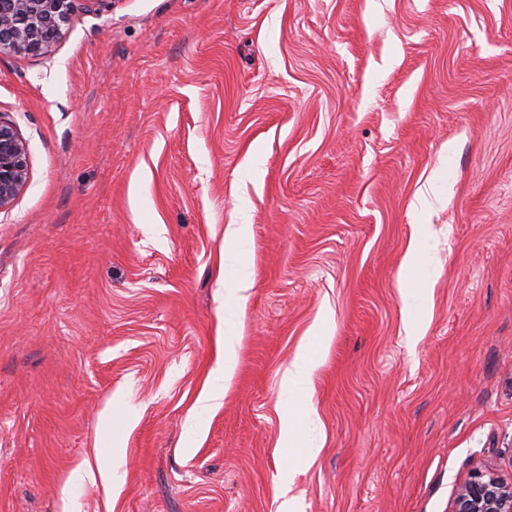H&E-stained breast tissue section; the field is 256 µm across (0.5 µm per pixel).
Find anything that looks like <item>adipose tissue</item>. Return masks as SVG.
Masks as SVG:
<instances>
[{
  "label": "adipose tissue",
  "instance_id": "obj_1",
  "mask_svg": "<svg viewBox=\"0 0 512 512\" xmlns=\"http://www.w3.org/2000/svg\"><path fill=\"white\" fill-rule=\"evenodd\" d=\"M318 364V354L313 346H304L295 362L283 376L281 398L283 401L281 446L288 459H296L302 448V432L310 417V410L302 402L313 370Z\"/></svg>",
  "mask_w": 512,
  "mask_h": 512
}]
</instances>
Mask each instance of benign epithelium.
I'll list each match as a JSON object with an SVG mask.
<instances>
[{
    "label": "benign epithelium",
    "mask_w": 512,
    "mask_h": 512,
    "mask_svg": "<svg viewBox=\"0 0 512 512\" xmlns=\"http://www.w3.org/2000/svg\"><path fill=\"white\" fill-rule=\"evenodd\" d=\"M72 0H0V57L46 55L70 15ZM28 144L0 116V212L12 208L30 179ZM449 512H512V479L475 469L455 494Z\"/></svg>",
    "instance_id": "benign-epithelium-1"
}]
</instances>
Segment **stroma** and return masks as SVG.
Returning <instances> with one entry per match:
<instances>
[{"label": "stroma", "mask_w": 512, "mask_h": 512, "mask_svg": "<svg viewBox=\"0 0 512 512\" xmlns=\"http://www.w3.org/2000/svg\"><path fill=\"white\" fill-rule=\"evenodd\" d=\"M0 115V512H448L512 473V0H74ZM28 144L15 124L0 115V212L12 208L30 179ZM318 354L312 345L304 346L298 353L292 368L283 376L281 398L283 401L281 448L289 461L298 459V449L309 447L302 442L304 424L310 417V409L302 403L313 370L318 365Z\"/></svg>", "instance_id": "35a3bbf8"}]
</instances>
